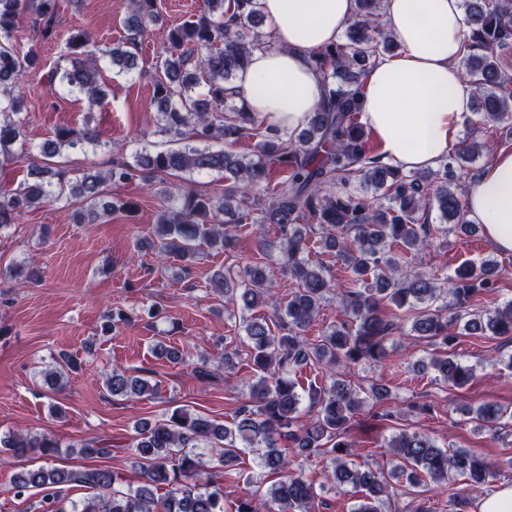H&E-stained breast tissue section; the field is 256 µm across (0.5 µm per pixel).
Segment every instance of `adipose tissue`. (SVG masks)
I'll return each mask as SVG.
<instances>
[{
    "instance_id": "adipose-tissue-1",
    "label": "adipose tissue",
    "mask_w": 512,
    "mask_h": 512,
    "mask_svg": "<svg viewBox=\"0 0 512 512\" xmlns=\"http://www.w3.org/2000/svg\"><path fill=\"white\" fill-rule=\"evenodd\" d=\"M273 45L250 52L232 94L264 124L295 132L321 103L313 49L336 42L356 0H259ZM385 29L400 47L364 80L363 117L384 162L436 167L458 140L474 87L458 68L467 30L463 0H384ZM466 217L502 254H512V152L496 151L468 187Z\"/></svg>"
}]
</instances>
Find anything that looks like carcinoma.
<instances>
[{
	"instance_id": "1",
	"label": "carcinoma",
	"mask_w": 512,
	"mask_h": 512,
	"mask_svg": "<svg viewBox=\"0 0 512 512\" xmlns=\"http://www.w3.org/2000/svg\"><path fill=\"white\" fill-rule=\"evenodd\" d=\"M468 34L461 47L467 80L475 88L469 123L482 127L512 122V76L504 56L512 51V0H465ZM381 0H357V13L346 39L310 53L323 77L322 103L298 133H283L264 125L243 106L228 103L226 86L236 78L250 51L273 45L269 34L258 31L263 23L258 0H204L203 10L169 30L167 47L156 64L150 108L157 114V133L170 138L174 148L143 149L131 162L112 165L100 174L87 169L69 175L65 167L45 162L61 149L98 146L90 128L60 127L47 140L40 155L31 154L16 116L23 107L19 92L22 77L38 64L34 49L23 50L14 40L17 20L29 13L44 40L58 36V0H0V167L22 154L29 155V177L14 189H0V231L15 223L22 210L50 202L85 203L76 210L78 224H96L116 212H129L134 204L104 197L105 184L134 180L160 184L166 198L177 201L165 208L155 227L152 249L160 258L189 263L199 247L226 250L235 235L223 216L231 214L240 225L272 224L278 228L283 262L281 272L293 287L283 311L274 317H242L251 369L249 403L227 426L176 407L165 419H140L134 425L130 448L142 474V484L120 490L118 475L99 468L39 466L18 473L14 496L43 491L39 512H313L318 498L315 482L301 471L289 470L291 458L316 455L326 460L325 477L350 488L356 499L351 512H380L389 478L403 477L412 486L426 480L448 482L451 475L466 478L467 489L477 492L488 476L487 465L474 451L440 448L430 437L403 432L388 443L399 458L390 476L348 464L354 445L347 439L355 414L367 403L383 404L391 394L382 385L370 386L362 397L339 378L335 367L361 361L381 364L386 342L402 325L387 318L384 306L413 311L411 332L443 350L431 356L428 367L437 377L463 388L474 368L448 351L458 334L479 332L512 338V301L486 312L463 311L450 319L434 306L453 295L458 306L481 292L497 289L499 268L494 260L463 264L443 282L405 268L394 248L406 252L426 247L431 236L422 214L434 206L448 231L469 236L476 225L466 219L460 186L467 164L483 146L471 142L452 148L436 170L406 173L367 152L365 128L360 122L361 89L369 70L394 55L393 42L380 21ZM156 0H130L125 19L127 35L110 47L93 52L92 36L70 31L60 58L66 62L61 76L71 93L87 97L97 106L99 62L105 58L118 73L137 67L139 38L157 19ZM257 139L252 153L237 154L214 142L234 144ZM282 178L271 188L268 205L245 202L249 192L269 184L270 173ZM218 173L224 178L220 196L198 192L183 184L186 176ZM357 179L370 182L379 192L376 201L349 191ZM317 226L324 246L347 268L355 289L340 294L347 319L332 325L321 339L309 342L301 333L313 322L332 293L323 266L310 258V242L302 225ZM225 299L246 313L259 306L268 292L265 268L260 264L227 267L214 275ZM319 370L322 384L303 386L296 378L301 367ZM114 396H144L154 387L142 377L118 371L106 381ZM307 391L314 417L298 423ZM505 410L493 403L475 411L484 428L500 425ZM78 454L106 458L112 454L107 439L75 444ZM263 447L261 467L276 475L259 499H244L227 508L224 482L208 470L210 461L224 467V476L236 470L246 449ZM60 441L51 434L9 432L0 436V451L22 458L31 454L52 461ZM80 486L94 495L66 510L62 492Z\"/></svg>"
}]
</instances>
